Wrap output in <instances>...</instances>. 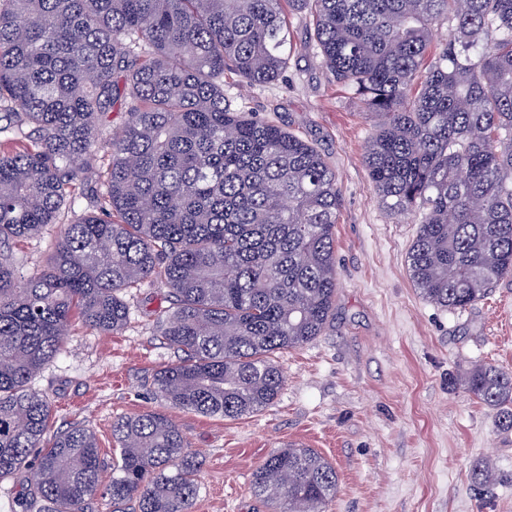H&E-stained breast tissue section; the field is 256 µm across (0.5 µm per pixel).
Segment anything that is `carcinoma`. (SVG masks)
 Returning <instances> with one entry per match:
<instances>
[{"label":"carcinoma","mask_w":512,"mask_h":512,"mask_svg":"<svg viewBox=\"0 0 512 512\" xmlns=\"http://www.w3.org/2000/svg\"><path fill=\"white\" fill-rule=\"evenodd\" d=\"M285 3L310 10L333 77L382 117L365 163L387 209L418 215L406 263L422 297L462 310L512 273V0H0V247L74 209L109 157L95 211L47 265L21 285L0 253V481L23 476V501L191 512L203 459L163 412L112 423L105 485L89 429L42 447L51 405L31 379L76 324L122 330L126 290L168 288L156 328L182 357L156 372L160 398L226 420L273 404L277 354L329 326L336 173L224 96L228 70L253 85L287 68ZM119 100L126 120L103 141ZM464 386L512 430V372L480 365ZM337 487L330 461L293 445L252 480L269 512H324Z\"/></svg>","instance_id":"obj_1"}]
</instances>
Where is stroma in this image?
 Returning <instances> with one entry per match:
<instances>
[{
	"mask_svg": "<svg viewBox=\"0 0 512 512\" xmlns=\"http://www.w3.org/2000/svg\"><path fill=\"white\" fill-rule=\"evenodd\" d=\"M288 67L275 81L243 85L224 77L234 109L273 121L322 153L336 172V311L322 336L280 354L286 378L274 404L238 420L165 405L154 373L178 353L155 322L168 306L162 283L125 293L127 327L103 335L76 327L62 353L32 380L52 411L49 434L79 425L101 456L116 454L112 424L163 411L205 462L191 512H264L251 489L274 449L299 444L333 463L338 491L325 512H512V431L464 388L479 363L512 371V275L473 307L449 311L414 287L405 257L414 215L382 204L365 165L379 119L336 82L321 56L308 11L287 9ZM98 185H78V212ZM62 214L40 235L12 244L21 276L50 260ZM495 484L475 481L483 464Z\"/></svg>",
	"mask_w": 512,
	"mask_h": 512,
	"instance_id": "35a3bbf8",
	"label": "stroma"
}]
</instances>
